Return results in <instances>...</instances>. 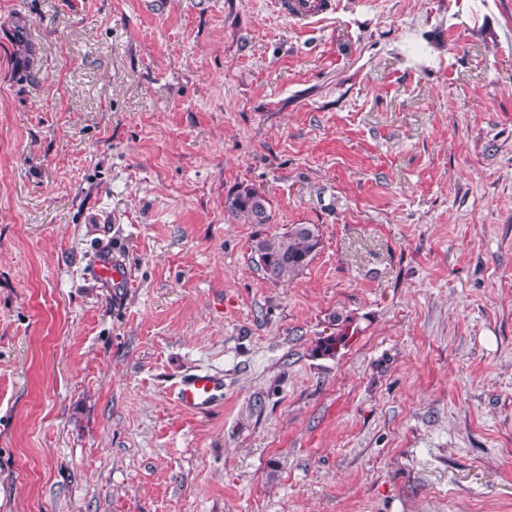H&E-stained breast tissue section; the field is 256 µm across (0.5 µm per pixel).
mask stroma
<instances>
[{"label": "stroma", "mask_w": 512, "mask_h": 512, "mask_svg": "<svg viewBox=\"0 0 512 512\" xmlns=\"http://www.w3.org/2000/svg\"><path fill=\"white\" fill-rule=\"evenodd\" d=\"M336 2L0 0V512H512V0ZM275 11L303 25L323 20L336 10L335 0H273ZM267 205V199H261L258 192L250 187L238 190L225 201V208L232 216L244 217L253 224L269 223ZM321 248L322 236L315 224H294L282 233L259 234L251 244L265 279L273 284L302 274ZM91 273L105 287L118 288L126 279L123 265L109 251L102 252L94 259ZM175 394L182 409L207 410L224 398V375L197 369L177 382Z\"/></svg>", "instance_id": "stroma-1"}]
</instances>
